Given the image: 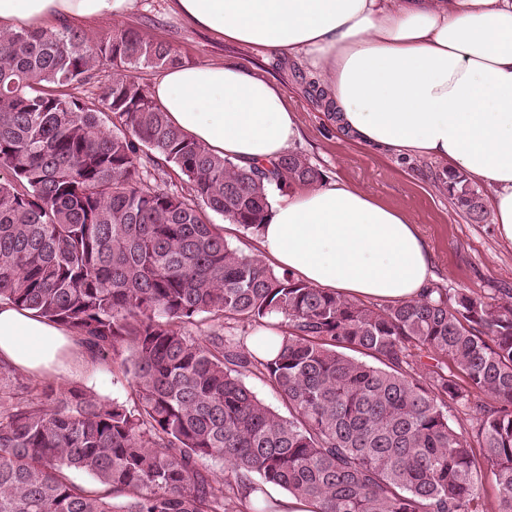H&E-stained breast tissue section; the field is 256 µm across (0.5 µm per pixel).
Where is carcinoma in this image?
<instances>
[{"mask_svg":"<svg viewBox=\"0 0 512 512\" xmlns=\"http://www.w3.org/2000/svg\"><path fill=\"white\" fill-rule=\"evenodd\" d=\"M178 63L132 29L0 31V302L65 327L92 359L128 353L135 404L35 391L0 362V512H276L268 484L312 512H512V289L497 305L432 287L369 306L232 247L207 212L257 235L272 183L320 173L297 153L241 167L174 126L133 71ZM105 64L99 102L58 92ZM443 186L484 219L466 173ZM202 316L274 330L280 350L199 341ZM453 405L471 432L450 424ZM246 383L256 393V395L262 399L267 405L278 410L283 415L288 416V412L282 405L279 394L266 382H263L253 375H249L245 379Z\"/></svg>","mask_w":512,"mask_h":512,"instance_id":"obj_1","label":"carcinoma"}]
</instances>
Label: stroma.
<instances>
[{
    "instance_id": "35a3bbf8",
    "label": "stroma",
    "mask_w": 512,
    "mask_h": 512,
    "mask_svg": "<svg viewBox=\"0 0 512 512\" xmlns=\"http://www.w3.org/2000/svg\"><path fill=\"white\" fill-rule=\"evenodd\" d=\"M70 26L93 37L109 35L116 28H137L148 39L170 44L183 63L248 66L283 90L303 131L293 151L317 168L323 181L359 187L411 217L432 254L430 286L487 301L496 289H512V245L499 240L493 219L475 222L452 204L441 183L444 164L428 157H399L342 138L320 100L308 94L301 80L308 72L302 59L284 62L262 48L198 29L176 12L173 0H135L133 10L123 17L74 20ZM69 380L105 400H130L120 364L109 359L94 362L77 357Z\"/></svg>"
}]
</instances>
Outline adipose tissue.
<instances>
[{
  "label": "adipose tissue",
  "instance_id": "1",
  "mask_svg": "<svg viewBox=\"0 0 512 512\" xmlns=\"http://www.w3.org/2000/svg\"><path fill=\"white\" fill-rule=\"evenodd\" d=\"M135 0H0V30L127 14ZM225 40L304 57L331 118L355 142L435 158L490 190L512 244V0H174ZM169 120L242 166L277 161L301 138L283 91L234 63L174 65L155 79ZM263 255L312 286L380 301L423 294L431 253L403 211L341 181L277 196ZM71 333L0 302V361L64 378Z\"/></svg>",
  "mask_w": 512,
  "mask_h": 512
}]
</instances>
